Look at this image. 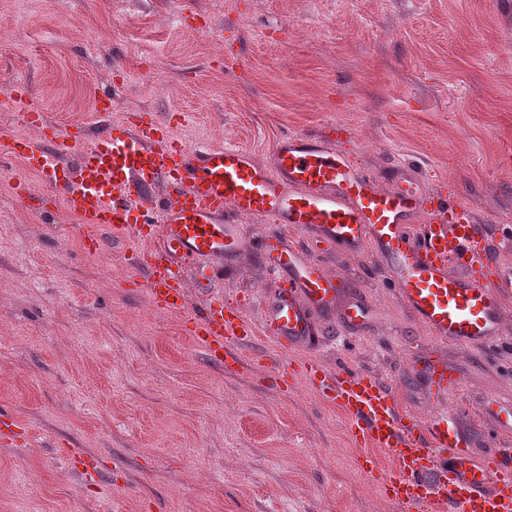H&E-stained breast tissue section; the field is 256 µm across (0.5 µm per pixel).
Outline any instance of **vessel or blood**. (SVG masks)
<instances>
[{"mask_svg": "<svg viewBox=\"0 0 512 512\" xmlns=\"http://www.w3.org/2000/svg\"><path fill=\"white\" fill-rule=\"evenodd\" d=\"M24 120L42 129V143L4 130L0 153L19 158L61 195L86 228L90 250L100 249L103 230L148 241L153 303L184 315L194 342L226 371L241 362L238 346L260 331L292 351L315 347L326 321L367 335L378 310L323 259L378 253L386 283L434 338L415 359L429 416H408L391 385L363 372L307 360L300 374L343 413L365 449L361 468L400 512H512V400L486 396L478 421H467L460 372L441 352L448 343L479 349L504 342L503 301L512 297V264L491 257L477 225L450 222L458 201L442 199L428 223H417L426 189L413 167L398 169L382 188L345 150L307 135L282 136L264 165L236 145L187 147L152 120L104 123L89 140L46 123L40 112ZM244 217L275 224L255 248L288 282L266 295L257 324L216 298L188 308L184 286L186 269L214 276L240 251ZM490 441L498 451L486 452Z\"/></svg>", "mask_w": 512, "mask_h": 512, "instance_id": "obj_1", "label": "vessel or blood"}]
</instances>
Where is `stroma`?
<instances>
[{
    "mask_svg": "<svg viewBox=\"0 0 512 512\" xmlns=\"http://www.w3.org/2000/svg\"><path fill=\"white\" fill-rule=\"evenodd\" d=\"M93 133L168 124L188 146L234 144L270 163L284 134L335 142L388 187L411 164L461 200L512 261V0H0V129L33 141L28 108ZM249 236L216 295L256 317L279 288ZM132 238L97 251L59 196L0 163V512H400L359 466L342 413L300 375L313 357L407 392L428 343L372 251L328 257L379 312L371 334L210 363L183 317L159 311ZM463 406L512 398V353L448 347Z\"/></svg>",
    "mask_w": 512,
    "mask_h": 512,
    "instance_id": "1",
    "label": "stroma"
}]
</instances>
